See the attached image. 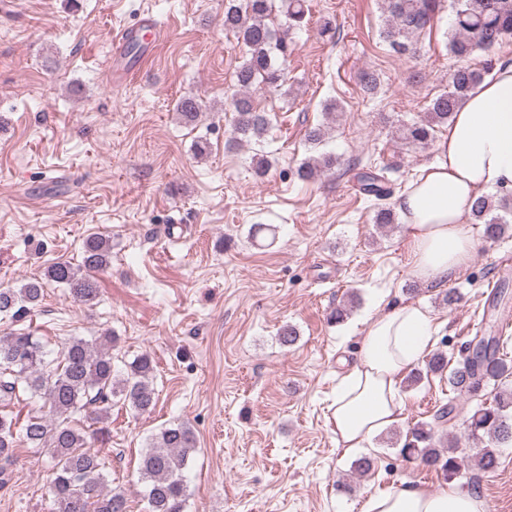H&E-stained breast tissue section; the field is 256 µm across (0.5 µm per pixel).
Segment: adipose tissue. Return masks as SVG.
<instances>
[{"label":"adipose tissue","instance_id":"adipose-tissue-1","mask_svg":"<svg viewBox=\"0 0 512 512\" xmlns=\"http://www.w3.org/2000/svg\"><path fill=\"white\" fill-rule=\"evenodd\" d=\"M435 159L394 198L405 222L412 274L444 285L473 255L470 202L512 189V61H499L455 112L435 143ZM434 319L417 303L369 318L356 363L336 387L329 422L347 450L364 447L400 420L399 383L434 346ZM363 512H488L483 497L448 486L402 483L369 495Z\"/></svg>","mask_w":512,"mask_h":512}]
</instances>
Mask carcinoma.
Listing matches in <instances>:
<instances>
[{
	"label": "carcinoma",
	"mask_w": 512,
	"mask_h": 512,
	"mask_svg": "<svg viewBox=\"0 0 512 512\" xmlns=\"http://www.w3.org/2000/svg\"><path fill=\"white\" fill-rule=\"evenodd\" d=\"M442 2L382 0L386 20L380 30L381 39L396 54L415 53L418 36L431 24ZM449 7L454 22L448 32V51L460 64L449 74L448 90L431 100L424 119L399 129V140L408 148L429 147L436 128L448 124L470 90L482 81L483 72L466 60L476 51L490 53L512 39V0H449ZM275 12L284 16L287 28H299L307 6L305 0H224V28L234 32L247 49L246 59L235 71L230 95L233 123L229 146L259 141L271 124L269 114L255 107L252 92L278 91L285 86L288 57L294 48L286 35L269 23ZM176 110L183 120L193 122L201 105L189 96L177 103ZM326 135L324 125L306 130L305 141L312 155L297 168L300 180L316 179L341 166L339 157L320 150ZM345 172L352 174L358 192L372 200L373 223H397L394 211L382 204L391 195L383 173L354 166ZM510 211L509 195H481L471 204L472 218L484 225L489 239L505 235L509 220L503 214ZM111 257L110 240L100 234L89 235L83 242L80 264L57 261L40 278H29L18 288H1L0 322L11 326L40 306L49 282L67 288L77 302L93 303L98 295L93 273L107 268ZM468 344L475 346L473 356L453 362L445 353L436 352L424 367L405 378L407 386L413 387L431 375H446L450 392L476 400L464 420L465 431L469 439L485 440L487 444L471 456L451 444L443 447L438 428L456 412L451 400L435 411L432 420L420 421L405 433L400 454L418 460L446 480L459 477L465 470L477 469L485 474L496 471L499 449L512 446V382H505L509 368L501 357L504 338L497 331H488L473 336ZM111 348L109 336L99 344L73 337L59 357L51 358L28 329L12 328L0 336V490L13 483L16 448L23 442L50 456L48 493L53 512H127L124 494L106 489L105 463L92 449L87 434L70 425V418L82 413L97 423L105 422L114 397L123 399L137 414L155 406L151 358L137 357L122 374L114 368ZM24 395L44 400L51 416L29 417L18 434L6 408ZM195 452L194 433L184 423L166 426L152 439L139 460L147 512H184V471Z\"/></svg>",
	"instance_id": "cac0c4a2"
}]
</instances>
